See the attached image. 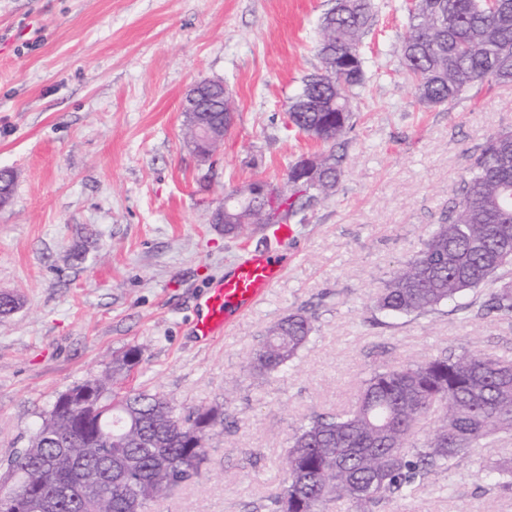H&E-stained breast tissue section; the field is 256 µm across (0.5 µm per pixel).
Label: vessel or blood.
Instances as JSON below:
<instances>
[{
  "instance_id": "1",
  "label": "vessel or blood",
  "mask_w": 512,
  "mask_h": 512,
  "mask_svg": "<svg viewBox=\"0 0 512 512\" xmlns=\"http://www.w3.org/2000/svg\"><path fill=\"white\" fill-rule=\"evenodd\" d=\"M286 263V256L276 249L257 252L240 261L230 275L200 297L195 335L204 341L220 336L232 316L261 300Z\"/></svg>"
}]
</instances>
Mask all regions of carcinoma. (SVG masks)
Masks as SVG:
<instances>
[{
    "label": "carcinoma",
    "instance_id": "obj_1",
    "mask_svg": "<svg viewBox=\"0 0 512 512\" xmlns=\"http://www.w3.org/2000/svg\"><path fill=\"white\" fill-rule=\"evenodd\" d=\"M375 0H336L324 17L318 46L322 68L303 78L290 98L288 122L329 148L314 161L316 194L295 186L273 192L225 216L224 234L249 225L306 220L342 175L336 153L351 129L352 98L366 83L361 52ZM403 72L418 101L449 104L474 83L512 84V0H412L400 44ZM212 119L232 109L229 90L212 99ZM512 130L488 136L470 155L467 176L422 249L394 269L375 297L383 312L421 316L461 293L486 288L474 316L512 317ZM316 317L301 307L271 325L252 368L288 369L309 342ZM141 348L112 361V372L72 388L70 406L52 407L29 447L7 464L21 492L16 507L38 512H137L139 501L162 499L196 476L224 408L181 417L163 396L147 390L118 395L115 384L138 364ZM435 414L430 434L418 423ZM512 433V361L481 351L441 354L401 366L378 367L361 381L342 413L312 415L292 437L270 512H329L345 502L357 512L412 494L441 471L498 434ZM487 480L512 486V464L481 469Z\"/></svg>",
    "mask_w": 512,
    "mask_h": 512
}]
</instances>
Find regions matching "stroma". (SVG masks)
<instances>
[{"label":"stroma","instance_id":"obj_1","mask_svg":"<svg viewBox=\"0 0 512 512\" xmlns=\"http://www.w3.org/2000/svg\"><path fill=\"white\" fill-rule=\"evenodd\" d=\"M408 2L376 0L344 174L277 244L257 227L225 237L213 213L247 182L287 188L289 164L322 153L289 131L287 108L321 67L333 0H0V169L14 174L0 294L19 300L0 319V464L61 394L139 346L118 392L163 393L180 414L220 405L226 418L198 476L146 512H266L294 430L347 410L375 366L465 349L512 359V320L475 318L474 293L425 316L371 305L440 222L470 154L512 129V84L419 104L399 56ZM203 79L229 87L235 113L206 160L181 112ZM273 246L288 256L281 278L221 337L197 342L198 298ZM309 305L316 330L295 367L256 374L268 327ZM511 461L506 435L375 512H512V488L476 475Z\"/></svg>","mask_w":512,"mask_h":512}]
</instances>
